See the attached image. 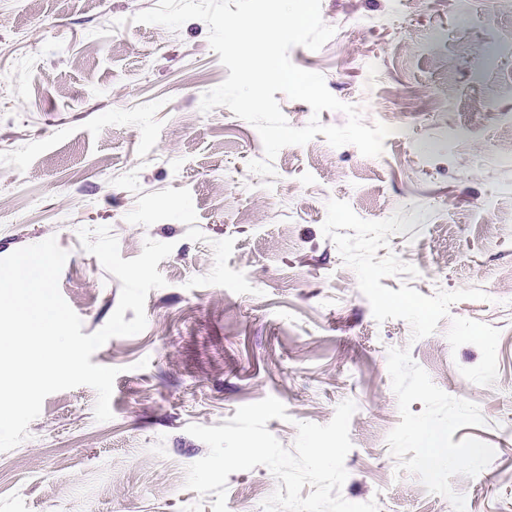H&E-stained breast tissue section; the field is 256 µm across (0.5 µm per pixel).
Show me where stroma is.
I'll use <instances>...</instances> for the list:
<instances>
[{"label":"stroma","instance_id":"obj_1","mask_svg":"<svg viewBox=\"0 0 512 512\" xmlns=\"http://www.w3.org/2000/svg\"><path fill=\"white\" fill-rule=\"evenodd\" d=\"M156 4L0 0V257L56 238L88 335L121 283L79 229L110 227L125 259L173 246L145 330L90 358L119 370L112 419L91 387L46 397L0 452V512H212L185 486L208 452L187 428L269 396L289 449L297 423L355 403L349 502L512 512V8L321 0L335 33L291 61L392 132L377 157L284 147L263 177L257 130L200 110L229 74L207 24L134 22ZM277 486L264 466L230 474L228 512H263Z\"/></svg>","mask_w":512,"mask_h":512}]
</instances>
